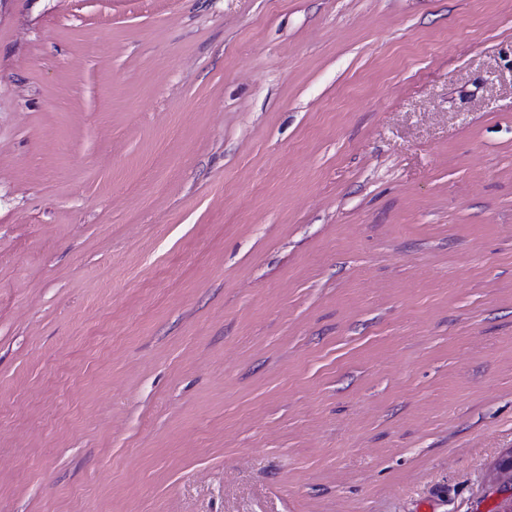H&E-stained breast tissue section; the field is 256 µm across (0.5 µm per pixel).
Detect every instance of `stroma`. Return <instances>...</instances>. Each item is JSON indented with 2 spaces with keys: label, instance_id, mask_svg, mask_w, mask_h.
<instances>
[{
  "label": "stroma",
  "instance_id": "35a3bbf8",
  "mask_svg": "<svg viewBox=\"0 0 512 512\" xmlns=\"http://www.w3.org/2000/svg\"><path fill=\"white\" fill-rule=\"evenodd\" d=\"M512 0H0V512H499Z\"/></svg>",
  "mask_w": 512,
  "mask_h": 512
}]
</instances>
